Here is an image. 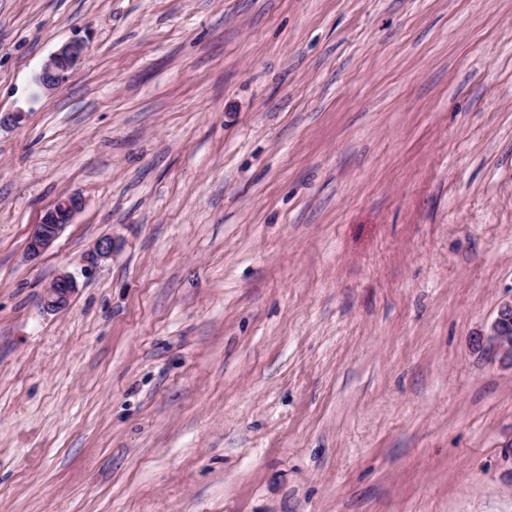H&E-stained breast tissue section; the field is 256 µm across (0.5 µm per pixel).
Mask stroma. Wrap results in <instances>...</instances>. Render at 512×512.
Instances as JSON below:
<instances>
[{
    "label": "stroma",
    "instance_id": "stroma-1",
    "mask_svg": "<svg viewBox=\"0 0 512 512\" xmlns=\"http://www.w3.org/2000/svg\"><path fill=\"white\" fill-rule=\"evenodd\" d=\"M5 112L0 512H512V0H0ZM85 45L74 39L63 43L43 63L38 74V83L46 91L60 87L83 63ZM83 207L84 201L78 196L62 197L55 201L44 212L39 224L35 225L27 244V257L35 258L48 249ZM76 289L77 284L74 277L67 272L60 273L44 288L40 300L41 308L44 311H57L65 308ZM475 346L512 367V296L500 304L488 331L476 336Z\"/></svg>",
    "mask_w": 512,
    "mask_h": 512
}]
</instances>
